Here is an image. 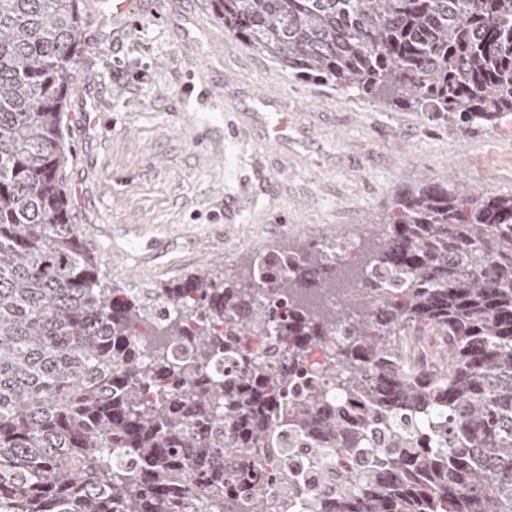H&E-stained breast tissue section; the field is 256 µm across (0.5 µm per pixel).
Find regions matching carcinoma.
Instances as JSON below:
<instances>
[{"label": "carcinoma", "instance_id": "obj_1", "mask_svg": "<svg viewBox=\"0 0 512 512\" xmlns=\"http://www.w3.org/2000/svg\"><path fill=\"white\" fill-rule=\"evenodd\" d=\"M213 6L290 76L452 129L512 115V0ZM82 30L79 0H0V512H270L282 476L309 512H512V195L443 176L397 197L338 307L302 302L336 289L317 240L112 287L61 181ZM411 334L439 338L431 368Z\"/></svg>", "mask_w": 512, "mask_h": 512}]
</instances>
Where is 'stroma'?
I'll return each mask as SVG.
<instances>
[{"label": "stroma", "mask_w": 512, "mask_h": 512, "mask_svg": "<svg viewBox=\"0 0 512 512\" xmlns=\"http://www.w3.org/2000/svg\"><path fill=\"white\" fill-rule=\"evenodd\" d=\"M81 8L62 176L70 222L112 284L236 275L288 239L360 238L399 190L431 177L512 195V118L451 130L289 77L211 0H132L126 17L112 0Z\"/></svg>", "instance_id": "obj_1"}]
</instances>
